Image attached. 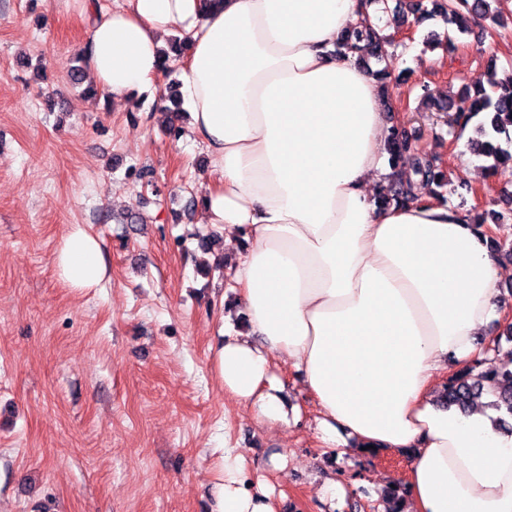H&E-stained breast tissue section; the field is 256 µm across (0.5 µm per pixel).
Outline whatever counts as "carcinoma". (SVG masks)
Instances as JSON below:
<instances>
[{
	"mask_svg": "<svg viewBox=\"0 0 512 512\" xmlns=\"http://www.w3.org/2000/svg\"><path fill=\"white\" fill-rule=\"evenodd\" d=\"M363 5L366 10L373 7L377 12L392 14L394 18L400 16L405 19L409 13L442 16L448 24L442 44L450 53L457 49L460 35L468 32L466 19L475 23L487 22L493 30L502 25L501 0H433L429 10L425 9L422 0H415L405 7L399 4L392 9L388 7L387 0H363ZM386 46L388 42L377 36L371 24L365 23L353 28L336 42V53L362 49L364 53L358 56V60L372 58L380 64ZM419 99L430 111L456 108V122L460 126L466 127L474 118H480L475 128L476 137L468 140L470 150L490 160L487 170L512 182V68L502 80L494 77L489 79L486 88L481 87L472 94L467 92L446 100L435 96L429 85L422 84ZM386 151L389 162L395 167L400 164L404 154L413 151V147L402 136L400 129L394 127L386 141ZM438 169L439 165L433 158L422 154L413 157L414 173L435 185L433 196L452 207L457 190L449 187V182ZM378 199L385 205L399 204L410 200V191L407 184L394 180L381 187ZM486 394L492 396L487 406L500 413L498 425L508 427L512 420V369L495 362L477 360L457 371L448 380L443 403L464 411Z\"/></svg>",
	"mask_w": 512,
	"mask_h": 512,
	"instance_id": "1",
	"label": "carcinoma"
}]
</instances>
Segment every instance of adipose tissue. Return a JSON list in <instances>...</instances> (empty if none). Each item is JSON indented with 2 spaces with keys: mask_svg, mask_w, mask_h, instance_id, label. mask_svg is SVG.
I'll return each instance as SVG.
<instances>
[{
  "mask_svg": "<svg viewBox=\"0 0 512 512\" xmlns=\"http://www.w3.org/2000/svg\"><path fill=\"white\" fill-rule=\"evenodd\" d=\"M87 70L127 103L164 65L165 36L188 39L181 94L189 136L217 161L202 196L205 223L237 244L230 286L246 331L225 328L216 351L224 393L288 424L283 364L313 396L317 436L345 454L405 451V512H512V433L488 415L443 407L445 373L481 352L505 310L490 230L440 204L423 182L381 208L392 177L391 125L380 84L335 53L360 0H79ZM69 287L106 275L98 240L74 225L53 257ZM224 450L219 512H275L265 486Z\"/></svg>",
  "mask_w": 512,
  "mask_h": 512,
  "instance_id": "1",
  "label": "adipose tissue"
}]
</instances>
